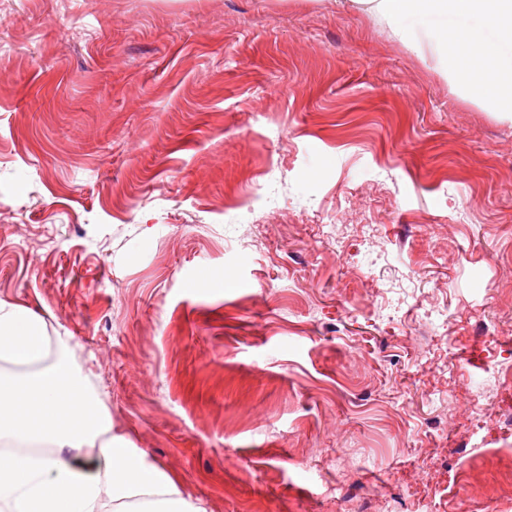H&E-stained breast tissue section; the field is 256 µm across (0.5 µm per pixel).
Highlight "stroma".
<instances>
[{
	"mask_svg": "<svg viewBox=\"0 0 512 512\" xmlns=\"http://www.w3.org/2000/svg\"><path fill=\"white\" fill-rule=\"evenodd\" d=\"M0 300L208 512H512V122L336 0H0Z\"/></svg>",
	"mask_w": 512,
	"mask_h": 512,
	"instance_id": "1",
	"label": "stroma"
}]
</instances>
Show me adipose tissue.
<instances>
[{
	"label": "adipose tissue",
	"instance_id": "adipose-tissue-1",
	"mask_svg": "<svg viewBox=\"0 0 512 512\" xmlns=\"http://www.w3.org/2000/svg\"><path fill=\"white\" fill-rule=\"evenodd\" d=\"M385 23L500 120L512 121V0H342ZM44 319L0 301V438L47 443L45 455L0 454V512H206L113 433L89 376L51 357ZM91 448L96 459L75 462Z\"/></svg>",
	"mask_w": 512,
	"mask_h": 512
}]
</instances>
